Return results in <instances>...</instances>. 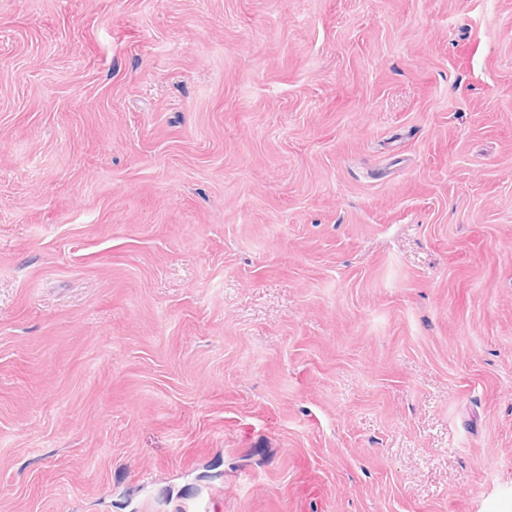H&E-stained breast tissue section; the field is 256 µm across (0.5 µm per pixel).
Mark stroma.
Returning <instances> with one entry per match:
<instances>
[{
    "mask_svg": "<svg viewBox=\"0 0 512 512\" xmlns=\"http://www.w3.org/2000/svg\"><path fill=\"white\" fill-rule=\"evenodd\" d=\"M512 512V0H0V512Z\"/></svg>",
    "mask_w": 512,
    "mask_h": 512,
    "instance_id": "obj_1",
    "label": "stroma"
}]
</instances>
